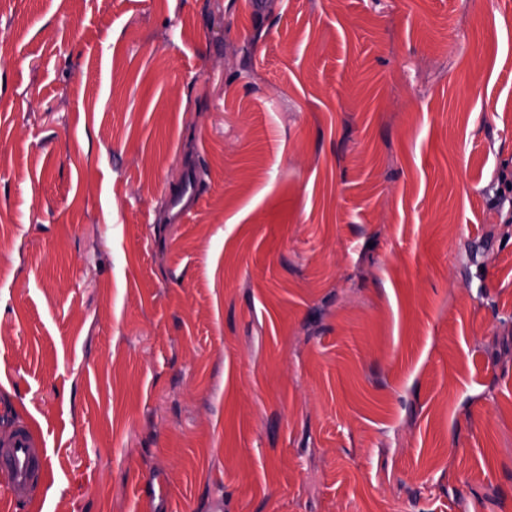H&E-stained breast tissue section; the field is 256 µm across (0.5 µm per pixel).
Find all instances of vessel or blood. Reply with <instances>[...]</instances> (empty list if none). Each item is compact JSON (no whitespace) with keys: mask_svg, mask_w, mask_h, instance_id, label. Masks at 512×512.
Here are the masks:
<instances>
[{"mask_svg":"<svg viewBox=\"0 0 512 512\" xmlns=\"http://www.w3.org/2000/svg\"><path fill=\"white\" fill-rule=\"evenodd\" d=\"M45 450L27 425L18 424L7 438H0V472L8 482L5 493L14 502L30 498L34 488L47 478Z\"/></svg>","mask_w":512,"mask_h":512,"instance_id":"1","label":"vessel or blood"}]
</instances>
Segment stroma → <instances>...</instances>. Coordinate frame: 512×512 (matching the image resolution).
<instances>
[{
  "label": "stroma",
  "instance_id": "1",
  "mask_svg": "<svg viewBox=\"0 0 512 512\" xmlns=\"http://www.w3.org/2000/svg\"><path fill=\"white\" fill-rule=\"evenodd\" d=\"M0 54V512H512V0H0ZM29 427L17 424L7 438H0V471L8 477L4 487L14 502H26L47 478L45 450Z\"/></svg>",
  "mask_w": 512,
  "mask_h": 512
}]
</instances>
